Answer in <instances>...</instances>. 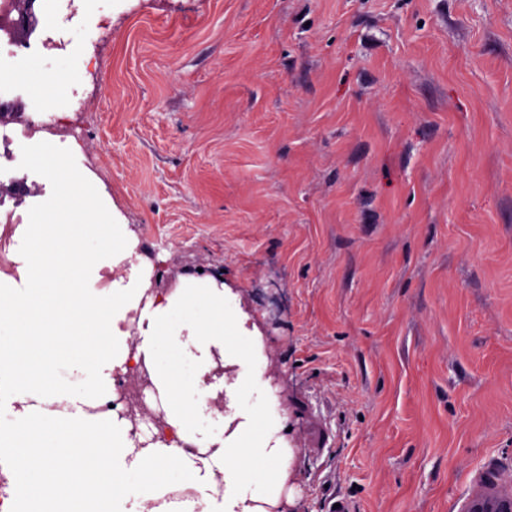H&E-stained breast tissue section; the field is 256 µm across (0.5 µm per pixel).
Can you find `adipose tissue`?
Here are the masks:
<instances>
[{
    "label": "adipose tissue",
    "instance_id": "adipose-tissue-1",
    "mask_svg": "<svg viewBox=\"0 0 512 512\" xmlns=\"http://www.w3.org/2000/svg\"><path fill=\"white\" fill-rule=\"evenodd\" d=\"M54 187L17 225L0 271V453L32 512H280L294 479L288 413L266 378L265 338L238 292L188 275L150 293L155 264L79 146L28 155ZM145 364L164 410L136 447L129 421L92 413ZM232 375L212 377L216 364ZM223 396V409L210 407ZM205 457L184 452V444ZM188 483L197 499L169 503ZM223 484L222 500L209 491Z\"/></svg>",
    "mask_w": 512,
    "mask_h": 512
}]
</instances>
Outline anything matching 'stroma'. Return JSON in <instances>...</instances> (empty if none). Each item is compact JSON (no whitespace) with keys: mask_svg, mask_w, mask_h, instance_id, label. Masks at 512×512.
Returning <instances> with one entry per match:
<instances>
[{"mask_svg":"<svg viewBox=\"0 0 512 512\" xmlns=\"http://www.w3.org/2000/svg\"><path fill=\"white\" fill-rule=\"evenodd\" d=\"M60 142L266 339L298 512L512 474V0H110Z\"/></svg>","mask_w":512,"mask_h":512,"instance_id":"35a3bbf8","label":"stroma"}]
</instances>
